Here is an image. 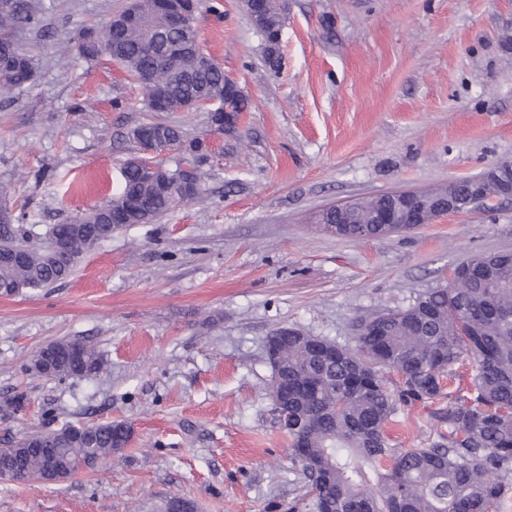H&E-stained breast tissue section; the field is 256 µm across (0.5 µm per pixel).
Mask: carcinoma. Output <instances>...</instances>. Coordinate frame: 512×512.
Segmentation results:
<instances>
[{
    "label": "carcinoma",
    "mask_w": 512,
    "mask_h": 512,
    "mask_svg": "<svg viewBox=\"0 0 512 512\" xmlns=\"http://www.w3.org/2000/svg\"><path fill=\"white\" fill-rule=\"evenodd\" d=\"M189 0H138L100 27L74 37L79 54L90 61L103 55L121 64L145 90L150 111L176 97L188 101H221L218 111L234 117L247 109V98L225 91L224 69L201 67L194 53L196 28L184 25ZM43 6L34 0H0V89L31 83L36 60L19 43L20 35L41 23ZM285 8L273 4L264 25L269 44L265 61L281 66L280 40ZM182 153L196 165L203 184L206 160L195 155L196 139L175 123L166 124ZM112 197L82 214L85 224L112 223V212L138 197L145 209L134 221L148 224L171 210L168 198L154 192L139 165L121 169ZM363 203L341 212L328 209L317 222L338 236L370 239L390 233L383 224L361 223ZM20 226L0 223V253L20 252L22 262L0 263V283L35 289L68 278L81 254L83 236L67 223L56 224L44 248L23 243ZM56 246L66 250L70 265L62 269L47 258ZM297 329L280 342L281 362L272 375L288 383V404L304 406L309 424L291 436L295 461L309 478L308 512H322L336 501V512H495L512 489V253L477 255L453 267L444 288L420 294L405 308L388 310L360 321L352 348L336 345L321 354L318 336L301 337ZM77 347L73 362L66 349ZM51 376L97 373L104 361L96 349L79 341L57 342ZM472 367L469 388L445 391L456 366ZM447 405H442L443 401ZM435 406L427 416L436 438L424 448H395L386 427L401 406ZM89 440L73 439L64 428L25 436L6 448L0 459L26 457V471L16 478L38 480L45 461L54 458L66 474L82 462L119 451L131 436L121 421L93 425ZM332 472L331 483L320 481Z\"/></svg>",
    "instance_id": "1"
}]
</instances>
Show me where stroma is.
I'll use <instances>...</instances> for the list:
<instances>
[{
  "label": "stroma",
  "instance_id": "35a3bbf8",
  "mask_svg": "<svg viewBox=\"0 0 512 512\" xmlns=\"http://www.w3.org/2000/svg\"><path fill=\"white\" fill-rule=\"evenodd\" d=\"M126 0H42L23 35L35 81L0 92V211L24 241L112 196L130 129L174 122L215 154L201 196L130 224L61 282L0 297V447L62 425L126 422L118 454L59 483L0 480V512H305L308 480L269 396L265 342L296 328L353 345L358 321L404 308L469 257L512 252V201L356 240L323 230L326 206L428 191L512 161V0H286L272 70L240 0H202L199 40L248 100L234 134L209 110L149 111L109 58L73 43ZM59 340L96 347L103 372L36 374ZM393 444L435 434L402 407Z\"/></svg>",
  "mask_w": 512,
  "mask_h": 512
}]
</instances>
